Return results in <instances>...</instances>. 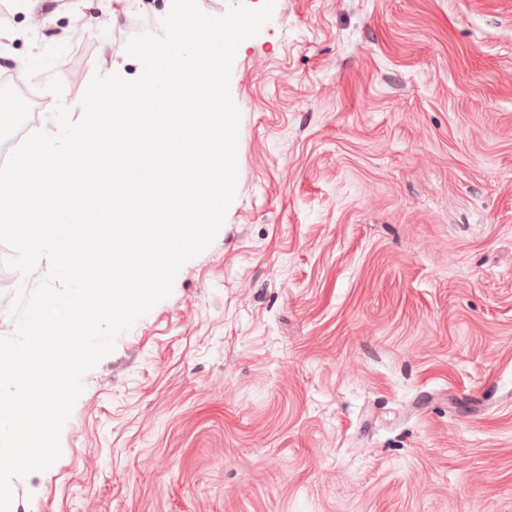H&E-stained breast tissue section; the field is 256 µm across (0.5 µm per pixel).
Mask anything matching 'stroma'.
Wrapping results in <instances>:
<instances>
[{"instance_id":"1","label":"stroma","mask_w":512,"mask_h":512,"mask_svg":"<svg viewBox=\"0 0 512 512\" xmlns=\"http://www.w3.org/2000/svg\"><path fill=\"white\" fill-rule=\"evenodd\" d=\"M169 0H8L0 72L85 74ZM235 198L83 377L11 512H512V0H275ZM32 278L0 283V338Z\"/></svg>"}]
</instances>
